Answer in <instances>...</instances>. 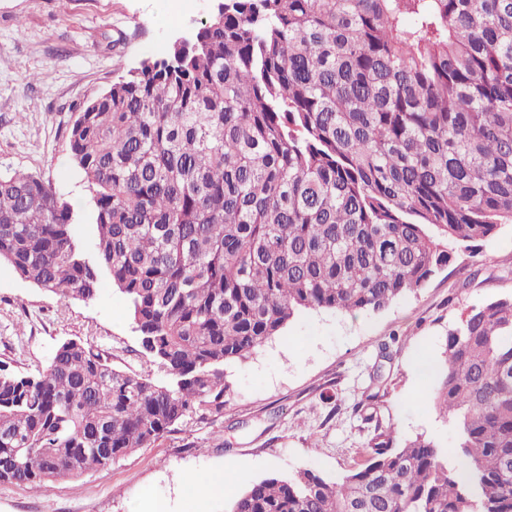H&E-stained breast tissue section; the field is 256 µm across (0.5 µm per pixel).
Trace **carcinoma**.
<instances>
[{"label":"carcinoma","mask_w":512,"mask_h":512,"mask_svg":"<svg viewBox=\"0 0 512 512\" xmlns=\"http://www.w3.org/2000/svg\"><path fill=\"white\" fill-rule=\"evenodd\" d=\"M96 226L0 170V263L61 299L122 294L165 380L81 341L0 361V484L37 492L218 416L225 366L296 311L379 312L512 224V0H224L68 132ZM431 403L454 457L391 434L331 479L253 482L229 512H512V297L448 331Z\"/></svg>","instance_id":"carcinoma-1"}]
</instances>
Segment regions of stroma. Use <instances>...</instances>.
Returning a JSON list of instances; mask_svg holds the SVG:
<instances>
[{
  "label": "stroma",
  "instance_id": "stroma-1",
  "mask_svg": "<svg viewBox=\"0 0 512 512\" xmlns=\"http://www.w3.org/2000/svg\"><path fill=\"white\" fill-rule=\"evenodd\" d=\"M211 0H0V169L53 181L81 215L91 208L68 129L108 90L117 66L160 58L174 37L208 17ZM512 295V224L457 249L424 288L380 312L301 310L280 336L226 367L224 414H190L153 446L37 493L0 484V512H149L163 499L183 512L187 476L229 471L226 494L205 512H228L252 482L311 468L340 477L380 434L425 435L455 447V432L427 400L446 338L472 307ZM69 339L113 367L163 380L146 356L124 297L103 283L91 301L63 300L0 264V361L45 369Z\"/></svg>",
  "mask_w": 512,
  "mask_h": 512
}]
</instances>
